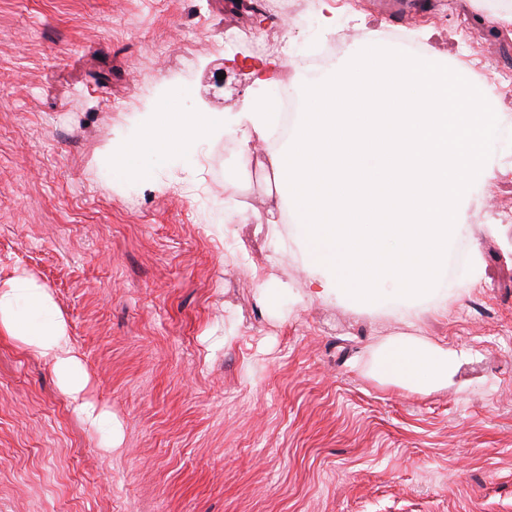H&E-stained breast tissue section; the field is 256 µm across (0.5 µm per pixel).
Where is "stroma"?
I'll use <instances>...</instances> for the list:
<instances>
[{
  "mask_svg": "<svg viewBox=\"0 0 512 512\" xmlns=\"http://www.w3.org/2000/svg\"><path fill=\"white\" fill-rule=\"evenodd\" d=\"M323 0L262 29L245 0H0V282L33 274L68 323L119 443L73 411L50 366L0 333V512H512V178L475 186L448 244L480 280L418 300L300 301L296 225L266 211L236 144L218 136L145 180L113 154L171 89L182 112H237L248 66L288 53L298 89L344 63L365 29L430 41L449 68L512 70V36L468 0ZM345 42L310 73L326 40ZM366 27H357L353 13ZM224 71L223 88L213 76ZM396 340L469 351L447 384L377 379Z\"/></svg>",
  "mask_w": 512,
  "mask_h": 512,
  "instance_id": "obj_1",
  "label": "stroma"
}]
</instances>
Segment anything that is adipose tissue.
<instances>
[{
  "mask_svg": "<svg viewBox=\"0 0 512 512\" xmlns=\"http://www.w3.org/2000/svg\"><path fill=\"white\" fill-rule=\"evenodd\" d=\"M287 69L284 57L253 63L265 96L221 118L179 112L172 98L159 100L117 152L115 166L140 178L135 160L143 148L159 159L185 157L199 142L224 134L238 145L239 171L258 165L272 174L269 221L287 218L302 229L304 274L314 296L351 293L367 302L386 286L406 297L425 294L446 272L448 242L467 221L464 197L502 173L488 150L493 96L464 71H449L434 52L391 49L370 31L337 79L314 85L315 110L301 114L285 145L275 148L283 115L267 91L283 83ZM258 142L268 146L261 158L253 150ZM21 302L35 320L14 315ZM53 306L49 289L27 273L0 282V330L50 364L77 413L106 423L68 324ZM465 356L438 344L395 342L374 372L394 385L436 386Z\"/></svg>",
  "mask_w": 512,
  "mask_h": 512,
  "instance_id": "1",
  "label": "adipose tissue"
}]
</instances>
